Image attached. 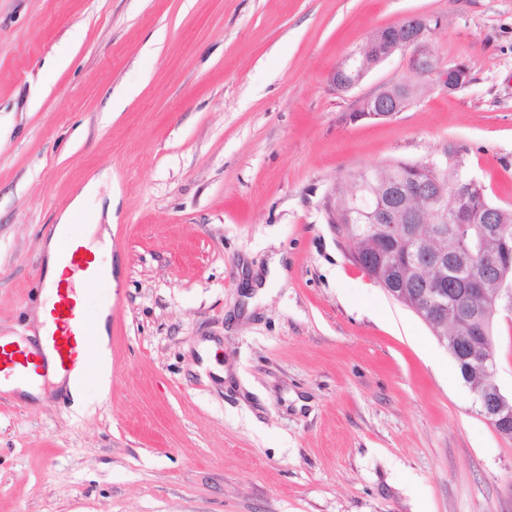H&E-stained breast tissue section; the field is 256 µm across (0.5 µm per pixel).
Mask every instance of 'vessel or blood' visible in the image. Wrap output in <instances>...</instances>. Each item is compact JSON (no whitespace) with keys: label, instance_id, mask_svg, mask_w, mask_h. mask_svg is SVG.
Masks as SVG:
<instances>
[{"label":"vessel or blood","instance_id":"vessel-or-blood-1","mask_svg":"<svg viewBox=\"0 0 512 512\" xmlns=\"http://www.w3.org/2000/svg\"><path fill=\"white\" fill-rule=\"evenodd\" d=\"M85 246H71L64 252L68 270L77 283L59 289L50 311L56 331L45 337L42 347L32 349L23 341L0 343V379L36 383L45 378L48 366L65 370L78 358L89 357V343L95 334V320L81 310L72 294L75 289L90 291L101 277L100 270L85 256Z\"/></svg>","mask_w":512,"mask_h":512}]
</instances>
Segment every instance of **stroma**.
I'll list each match as a JSON object with an SVG mask.
<instances>
[{
    "instance_id": "35a3bbf8",
    "label": "stroma",
    "mask_w": 512,
    "mask_h": 512,
    "mask_svg": "<svg viewBox=\"0 0 512 512\" xmlns=\"http://www.w3.org/2000/svg\"><path fill=\"white\" fill-rule=\"evenodd\" d=\"M414 14L466 87L398 54L332 89ZM396 83L404 112L353 119ZM448 147L512 209V0H0V336L33 330L43 244L91 182L71 232L108 227L112 258L86 304L110 392L0 393V512H512V439L330 222L351 172ZM494 342L511 393V312ZM395 86H399L401 89V96L394 100V108L391 110L381 108V103L386 102L388 96H393L392 91ZM413 99L414 98L410 95L409 88L406 85L394 84L367 96L362 100L360 106L352 112H354L353 115L359 119H392L399 112L405 111L411 105Z\"/></svg>"
}]
</instances>
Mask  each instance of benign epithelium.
Here are the masks:
<instances>
[{"mask_svg": "<svg viewBox=\"0 0 512 512\" xmlns=\"http://www.w3.org/2000/svg\"><path fill=\"white\" fill-rule=\"evenodd\" d=\"M439 18L428 15H414L399 23L376 30L368 38L359 53L367 57L362 68L350 77L343 67L331 75L330 83L336 91H348L358 85L367 73L388 58L401 54L407 57L410 71L418 75L437 73V84L445 92L456 91L468 84L470 71L462 63L448 68H438L434 59L432 42L440 26ZM401 96L395 100L393 109L381 107L392 95L393 87L383 88L364 98L354 116L359 119L387 120L405 111L413 100L409 88L400 86ZM426 178L420 186L406 184L396 191V197L404 199L415 193L430 205H441L440 211L433 209L411 211L404 203L394 204L385 213L387 223L382 235L391 241H401L414 234V225H431V235L457 239L456 252L452 261L456 268L467 273L468 291L486 293L491 306L474 324L471 336L462 340L448 336V293L446 278H435L424 282L421 288L402 291L396 288L403 279L406 269L420 270L428 265L444 266L445 259L431 247V239L419 237L412 250L395 262L381 264L378 283L390 295L414 312L430 328L438 340L446 346L450 355L465 365L467 372L477 371L485 378L482 386H471L480 413L502 437L512 439V396L502 392L491 380L496 367L492 340V322L498 307L512 313V266L501 255L499 245L512 237V230L506 225L496 224V214L486 212L482 223L470 226V232L460 236L448 224V209L444 207L447 198L442 191L440 176L448 168V155L429 157L416 163Z\"/></svg>", "mask_w": 512, "mask_h": 512, "instance_id": "benign-epithelium-1", "label": "benign epithelium"}]
</instances>
